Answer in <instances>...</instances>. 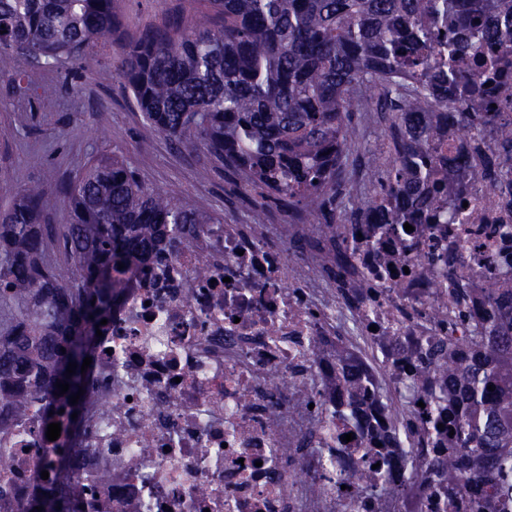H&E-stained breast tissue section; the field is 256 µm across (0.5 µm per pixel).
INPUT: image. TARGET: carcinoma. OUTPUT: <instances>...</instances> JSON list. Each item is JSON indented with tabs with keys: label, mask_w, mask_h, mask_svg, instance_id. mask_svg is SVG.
Wrapping results in <instances>:
<instances>
[{
	"label": "carcinoma",
	"mask_w": 512,
	"mask_h": 512,
	"mask_svg": "<svg viewBox=\"0 0 512 512\" xmlns=\"http://www.w3.org/2000/svg\"><path fill=\"white\" fill-rule=\"evenodd\" d=\"M115 2L0 0V51L47 66L112 45L155 132L203 146L245 188L277 194L281 207L317 217L333 238L345 234L336 212L353 118L371 101L390 119L394 158L377 177L375 198L353 216L370 224L460 221L467 175L446 190L449 201L427 209L421 200L433 192L431 141L439 136L422 114L437 103H451L463 126L496 138L500 153L484 157L482 176L493 186L512 184V120L489 106L493 80L460 68L468 58L493 74L497 53L512 51V27L491 24L512 13V0H195L203 21L189 26L176 17L136 35L121 32ZM59 195L66 224L42 223L56 196L39 187L0 212L1 436L31 411L47 417L59 405L67 434L78 433L87 406L101 400L91 382L96 329L112 320L132 266L160 261L204 225L220 223L150 190L115 156L94 160ZM448 292L469 325V355L462 362L453 343L441 342L421 361L435 414L418 484L431 499L466 497L471 512H512L508 289L487 276L482 288L450 278ZM477 294L498 314H474L466 297ZM58 382L69 390L59 394ZM365 394L361 381L343 380L342 414L360 420ZM74 484L63 456L23 512H69Z\"/></svg>",
	"instance_id": "cac0c4a2"
}]
</instances>
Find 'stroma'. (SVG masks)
<instances>
[{"label": "stroma", "mask_w": 512, "mask_h": 512, "mask_svg": "<svg viewBox=\"0 0 512 512\" xmlns=\"http://www.w3.org/2000/svg\"><path fill=\"white\" fill-rule=\"evenodd\" d=\"M124 33H135L182 10L197 19L193 0H117ZM28 71L26 90L13 75ZM51 95H43V88ZM118 156L145 185L203 208L230 224L249 223L252 198L222 164L200 147L157 134L137 107L118 68L113 46H97L77 62L30 67L0 54V211L21 190L56 192L95 158Z\"/></svg>", "instance_id": "1"}]
</instances>
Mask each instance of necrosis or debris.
Masks as SVG:
<instances>
[{"instance_id":"obj_1","label":"necrosis or debris","mask_w":512,"mask_h":512,"mask_svg":"<svg viewBox=\"0 0 512 512\" xmlns=\"http://www.w3.org/2000/svg\"><path fill=\"white\" fill-rule=\"evenodd\" d=\"M432 148L440 185L473 177L463 223L410 233L351 224L344 245L325 237L294 260L268 240L306 225L209 224L164 263L137 265L97 350L109 410L86 412L79 441L48 440L42 416L18 424L0 456L9 512L64 452L76 512H428L407 479L431 437L405 416L434 410L412 347L450 338L466 350L449 276L477 283L495 270L512 289L502 239L512 200L479 174L496 143L452 119ZM433 250L444 260L423 270ZM349 367L370 392L364 427L336 409ZM384 429L405 489L376 503L351 471Z\"/></svg>"}]
</instances>
